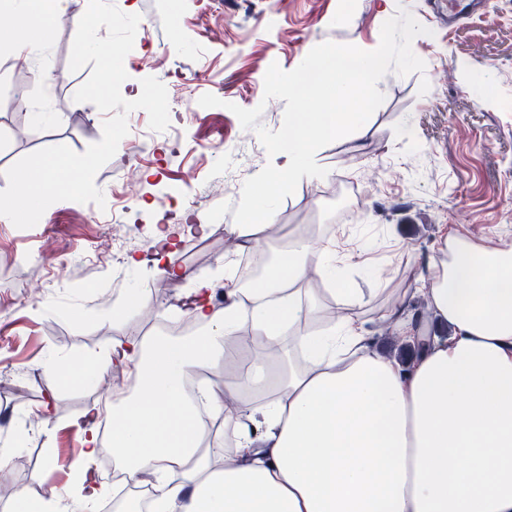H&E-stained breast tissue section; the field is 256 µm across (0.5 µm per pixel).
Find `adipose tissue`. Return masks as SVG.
<instances>
[{
	"label": "adipose tissue",
	"instance_id": "1",
	"mask_svg": "<svg viewBox=\"0 0 512 512\" xmlns=\"http://www.w3.org/2000/svg\"><path fill=\"white\" fill-rule=\"evenodd\" d=\"M70 0H22L13 25L52 29ZM334 242L298 237L276 250L266 278L239 284L224 265V309L212 284L195 282L190 314L205 332L116 343L111 365L138 382L112 410V465L105 489L95 461L99 406L85 416L80 470L69 496L84 504L111 492L117 512H512V250L446 236L438 273L421 292L447 336L400 326L419 352L408 365L363 350L360 324L305 327L300 285L323 276L341 286ZM306 364L265 381L285 338ZM224 369L204 397L224 413L223 461L212 424L185 391L199 370ZM155 477L149 505L131 497Z\"/></svg>",
	"mask_w": 512,
	"mask_h": 512
}]
</instances>
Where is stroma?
I'll list each match as a JSON object with an SVG mask.
<instances>
[{
	"label": "stroma",
	"mask_w": 512,
	"mask_h": 512,
	"mask_svg": "<svg viewBox=\"0 0 512 512\" xmlns=\"http://www.w3.org/2000/svg\"><path fill=\"white\" fill-rule=\"evenodd\" d=\"M112 2L141 17L121 93L136 99L142 78H158L168 92L170 124L155 132L144 110L130 112L128 137L139 153L117 150L95 184L105 198L121 197L138 169V193L125 218L128 252L151 257L154 233L163 230L175 243L172 264L186 275L174 280V303L166 307L153 294V279L86 260L88 243H107L112 233L111 210L93 203H54L29 229L0 221V436L12 438L6 467L32 498L68 487L67 463L80 454L76 424L101 399L100 376L69 383L54 362L100 359L118 341L148 336L150 318L180 316L175 302L188 295L190 277H223L218 263L243 183L270 161L255 131L243 129L228 106L262 107L259 124L280 129L285 101L263 98L270 64L293 70L325 41L373 50L382 24L401 8L427 29L412 43L424 71L380 80L385 100L370 119L320 149L317 162L327 176L299 183L274 214V223L287 225L286 236L261 239L258 251L268 258L285 239L338 229L349 293H331L312 277L313 328L329 327L339 313L350 316L363 322L369 349L410 361L412 351L381 313L400 299L401 319L427 326L416 279L436 275L431 259L445 229L512 248V0L456 20L448 0ZM76 30L70 21L55 26L32 66L16 68L11 48L32 34L0 29V189L23 156L60 144L81 153L102 137L104 114L74 99L91 73L87 66L69 69ZM477 79L492 83L490 95L475 93ZM207 93L221 106L201 107ZM182 212L205 217L208 232L187 233ZM46 236L67 265L45 269L47 291L35 295ZM116 308L124 311L117 324ZM52 396L50 424L16 445L25 421Z\"/></svg>",
	"instance_id": "obj_1"
}]
</instances>
